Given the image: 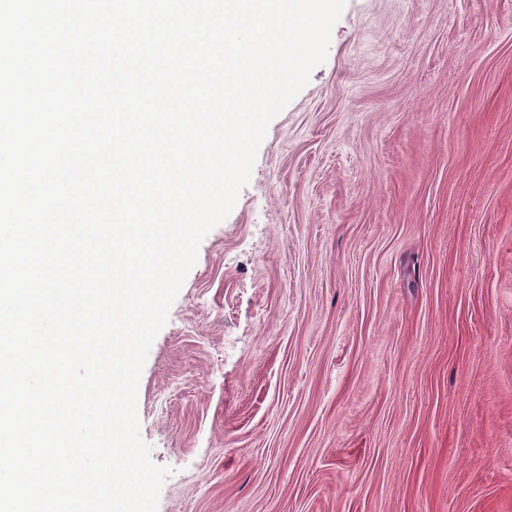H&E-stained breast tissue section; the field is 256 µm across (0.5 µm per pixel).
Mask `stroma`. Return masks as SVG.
<instances>
[{
	"mask_svg": "<svg viewBox=\"0 0 512 512\" xmlns=\"http://www.w3.org/2000/svg\"><path fill=\"white\" fill-rule=\"evenodd\" d=\"M138 399L158 512H512V0H347Z\"/></svg>",
	"mask_w": 512,
	"mask_h": 512,
	"instance_id": "obj_1",
	"label": "stroma"
}]
</instances>
